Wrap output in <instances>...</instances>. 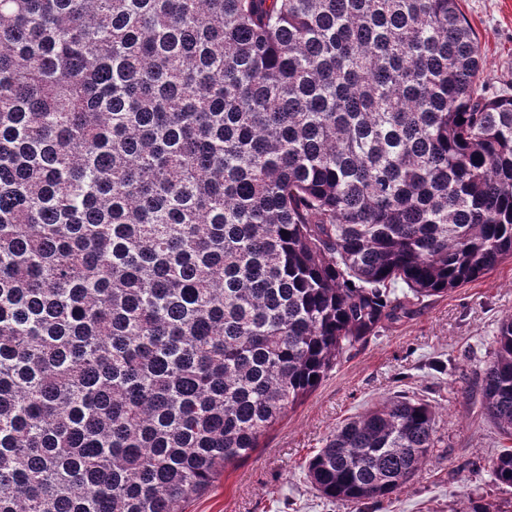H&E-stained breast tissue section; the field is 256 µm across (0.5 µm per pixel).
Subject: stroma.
Returning a JSON list of instances; mask_svg holds the SVG:
<instances>
[{
  "label": "stroma",
  "instance_id": "obj_1",
  "mask_svg": "<svg viewBox=\"0 0 512 512\" xmlns=\"http://www.w3.org/2000/svg\"><path fill=\"white\" fill-rule=\"evenodd\" d=\"M479 43L489 95L512 93V0H460ZM512 315V258L446 294L414 301L407 318L334 367L303 402L226 468L186 512H512V487L497 484L488 460L504 440L484 415L476 375L495 351L500 320ZM455 360L449 381L439 365ZM396 395L428 401L438 413L437 448L391 500L356 507L321 497L303 465L337 426Z\"/></svg>",
  "mask_w": 512,
  "mask_h": 512
}]
</instances>
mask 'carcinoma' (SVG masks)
<instances>
[{
  "label": "carcinoma",
  "instance_id": "obj_1",
  "mask_svg": "<svg viewBox=\"0 0 512 512\" xmlns=\"http://www.w3.org/2000/svg\"><path fill=\"white\" fill-rule=\"evenodd\" d=\"M458 0H0V512H185L352 351L512 256ZM477 374L512 441V315ZM385 398L304 465L380 504ZM512 487V448L489 460Z\"/></svg>",
  "mask_w": 512,
  "mask_h": 512
}]
</instances>
